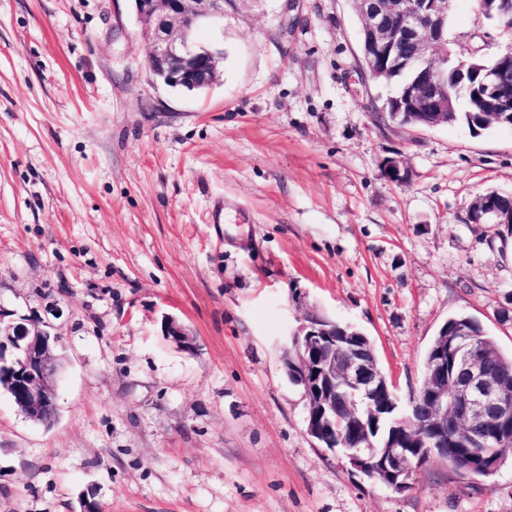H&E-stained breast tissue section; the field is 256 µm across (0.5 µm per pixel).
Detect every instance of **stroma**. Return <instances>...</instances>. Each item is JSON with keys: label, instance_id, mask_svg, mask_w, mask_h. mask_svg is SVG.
I'll use <instances>...</instances> for the list:
<instances>
[{"label": "stroma", "instance_id": "stroma-1", "mask_svg": "<svg viewBox=\"0 0 512 512\" xmlns=\"http://www.w3.org/2000/svg\"><path fill=\"white\" fill-rule=\"evenodd\" d=\"M451 3L459 56L512 43ZM195 40L224 60L185 92L130 0H0V307L66 346L55 425L0 393V512H512V458L353 473L282 364L309 318L351 325L405 412L449 317L512 353V229L469 220L512 194V129L378 125L350 0H226Z\"/></svg>", "mask_w": 512, "mask_h": 512}]
</instances>
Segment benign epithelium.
Segmentation results:
<instances>
[{
    "instance_id": "1",
    "label": "benign epithelium",
    "mask_w": 512,
    "mask_h": 512,
    "mask_svg": "<svg viewBox=\"0 0 512 512\" xmlns=\"http://www.w3.org/2000/svg\"><path fill=\"white\" fill-rule=\"evenodd\" d=\"M150 44L148 65L154 79L188 92L211 86L217 78L219 54L197 45L195 29L203 22L224 18L226 0H131ZM360 19L361 54L365 76L377 79L396 65H407V42L415 48V60H436L439 54L449 0H353ZM512 52L496 63L468 62L481 76L474 105L479 112L495 116L512 113V85L506 78ZM396 113H418L436 126L448 123L453 111L448 82L432 66L420 70V79L406 86L394 100ZM389 179L402 182L407 168L399 157L382 164ZM475 224H510L512 209L503 213L484 197L472 210ZM165 331L175 343L189 350L190 335L174 318ZM0 343L11 352L0 357V368L9 380L8 393L31 421L44 426L57 418L56 379L63 369L62 335L50 322L19 315L0 324ZM359 333L349 325L311 318L292 336L283 356L286 372L295 375L308 401L307 432L322 446L342 450L352 469L370 477L369 465L386 478V486L403 493L409 486L408 455L412 442L399 438L383 445L363 439L367 415L379 410L397 412V402L376 403L381 392L392 393L388 381L376 371L373 351L358 342ZM453 376L455 394L448 398V376ZM410 406L417 413L416 425L424 448H444L443 435L453 429L467 430L470 447L490 461L478 464L479 474H492V449L512 446V378L495 367V355L478 356L468 332L453 337L443 333L441 344L428 363L423 388L413 395Z\"/></svg>"
}]
</instances>
